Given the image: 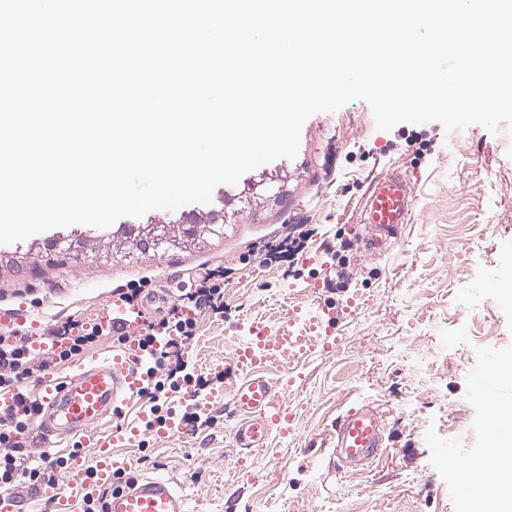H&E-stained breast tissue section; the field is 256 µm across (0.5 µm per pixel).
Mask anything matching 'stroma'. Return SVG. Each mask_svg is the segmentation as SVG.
<instances>
[{
	"instance_id": "stroma-1",
	"label": "stroma",
	"mask_w": 512,
	"mask_h": 512,
	"mask_svg": "<svg viewBox=\"0 0 512 512\" xmlns=\"http://www.w3.org/2000/svg\"><path fill=\"white\" fill-rule=\"evenodd\" d=\"M263 170L287 172V195L201 250L82 259L75 244L71 256L49 258L52 229L0 244V256H23L20 268L0 269V301L28 306L43 325L99 314L140 280L174 305L209 271H223L224 311L198 314L187 344L189 367L205 376L232 361L237 321L282 326L291 305L317 293L352 303L335 351L264 366L294 418L291 434L241 453L223 404H206L199 430L113 449V489L156 472L175 481L189 512H472L456 488L471 481L482 497L496 482L490 418L512 405V390L478 377L491 361L512 360V125L382 130L370 105L355 100L309 117L295 158L218 185L192 211L223 208ZM391 174L410 181L415 206L391 246L369 255L359 243L364 203ZM283 239L302 241L303 252L265 259L263 246ZM356 402L376 407L386 424L384 455L364 473L339 469L321 446ZM442 441L459 467H447Z\"/></svg>"
}]
</instances>
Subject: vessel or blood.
I'll list each match as a JSON object with an SVG mask.
<instances>
[{"label": "vessel or blood", "instance_id": "b4317fda", "mask_svg": "<svg viewBox=\"0 0 512 512\" xmlns=\"http://www.w3.org/2000/svg\"><path fill=\"white\" fill-rule=\"evenodd\" d=\"M414 203V190L404 177L389 175L376 182L365 205L366 234L361 240L364 249L384 251L398 226L409 222ZM152 311L148 299L136 306L112 301L93 320L102 337L114 340L103 358L76 362L72 374L66 377L45 371L37 380L44 441H61L77 434L83 448H94L91 458L83 448L70 452L65 465L69 473L77 476L92 472L96 485L110 489L106 512H188L186 499L174 481L160 474L112 491V450L118 446L140 447V429L132 422L109 433L97 429L104 418L140 395L147 383L148 377L142 370L147 355L139 339ZM342 316V310L333 302L314 297L289 309L287 326L270 329L256 320L248 323L246 341L236 348L233 362L224 368L223 385L210 392L216 399L226 394L231 397L233 411L239 417L233 429L236 448H262L272 434L291 433L293 421L278 409L275 387L261 368L273 359L292 362L315 349H335L339 342L337 325ZM327 443L331 456L342 468L366 470L384 453L383 417L370 405L350 406L338 418ZM41 495L52 505L53 512H78V490L55 484L42 489Z\"/></svg>", "mask_w": 512, "mask_h": 512}]
</instances>
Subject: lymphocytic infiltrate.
<instances>
[{
	"instance_id": "lymphocytic-infiltrate-1",
	"label": "lymphocytic infiltrate",
	"mask_w": 512,
	"mask_h": 512,
	"mask_svg": "<svg viewBox=\"0 0 512 512\" xmlns=\"http://www.w3.org/2000/svg\"><path fill=\"white\" fill-rule=\"evenodd\" d=\"M209 277L212 286L183 295L180 304L173 306L170 318L159 326L148 327L141 338L143 348L149 351L150 365L146 369L149 381L143 394L150 402L178 393L181 388L180 379L186 365L180 344L196 334V321L185 316V309L218 314L224 308L222 274L213 271ZM45 333L66 340V347L55 355L54 359L59 361L81 355L100 338L95 328L86 327L79 320L46 326ZM49 362L38 359L16 331L0 334V391H16L19 398L14 411H0V491L11 490L19 497L36 494L40 487L57 483V471L64 466L63 460L44 452L35 453L38 406L35 396L23 387L34 374L46 370Z\"/></svg>"
}]
</instances>
